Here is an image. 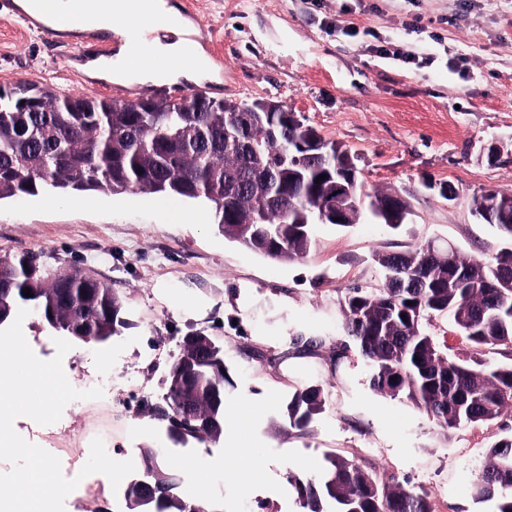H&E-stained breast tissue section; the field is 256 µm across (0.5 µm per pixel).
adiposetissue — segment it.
Returning <instances> with one entry per match:
<instances>
[{
  "instance_id": "adipose-tissue-1",
  "label": "adipose tissue",
  "mask_w": 512,
  "mask_h": 512,
  "mask_svg": "<svg viewBox=\"0 0 512 512\" xmlns=\"http://www.w3.org/2000/svg\"><path fill=\"white\" fill-rule=\"evenodd\" d=\"M80 11H73L72 0H57L59 11L75 12L76 18L69 24L70 29L85 31H110L114 28L111 14L105 9L102 0H81ZM165 12L170 30L174 35L168 42L154 41L148 51H141L132 42H125L116 58L92 57L85 67L89 73L101 78L116 76L133 80L140 84L174 82L184 78L195 80L208 70L207 59L201 50L181 39L184 19L174 8L168 7L165 0H133L130 13L136 22L142 23L158 12Z\"/></svg>"
}]
</instances>
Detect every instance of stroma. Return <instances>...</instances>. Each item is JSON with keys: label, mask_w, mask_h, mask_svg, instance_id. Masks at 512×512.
<instances>
[{"label": "stroma", "mask_w": 512, "mask_h": 512, "mask_svg": "<svg viewBox=\"0 0 512 512\" xmlns=\"http://www.w3.org/2000/svg\"><path fill=\"white\" fill-rule=\"evenodd\" d=\"M194 8L217 32L202 44L205 76L217 99L277 102L356 158L362 190L395 192L411 205L393 230L371 218L343 228L316 227L302 259L278 262L227 240L216 223L171 222L158 198L95 193V205L57 204L47 192L0 202V254L35 251L47 272L93 271L124 300L132 322L125 357L111 368V394L66 406L40 425L27 417L16 432L40 447H71L89 421L112 430L119 448H143L159 436L128 427L140 403L161 401L169 365L184 337L202 331L224 342L230 380L224 411L263 407L246 430L225 429L224 442H246L277 497L290 472L314 473L325 454L361 452L362 464L427 491L436 512H483L473 482L491 442L512 432V411L487 426L442 434L412 405L377 395L357 349L333 364L348 343L341 301L354 285L385 279L379 253L427 244L456 246L484 260L512 240L471 214L487 190L512 194V0H167ZM115 37L100 31L48 35L0 11V88L48 85L88 99H177L180 81L162 86L90 75V56H113ZM79 53L66 56L65 45ZM451 182L456 200L426 188ZM170 296L159 299L158 284ZM319 339L306 354L297 338ZM328 397L305 432L279 431L292 394L308 386Z\"/></svg>", "instance_id": "stroma-1"}]
</instances>
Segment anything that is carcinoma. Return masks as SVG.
<instances>
[{
	"label": "carcinoma",
	"mask_w": 512,
	"mask_h": 512,
	"mask_svg": "<svg viewBox=\"0 0 512 512\" xmlns=\"http://www.w3.org/2000/svg\"><path fill=\"white\" fill-rule=\"evenodd\" d=\"M13 91L36 95L40 110L0 103V201L49 189L61 194L136 191L211 203L224 238L287 262L306 256L313 244L314 225L299 223L301 212L333 185L336 168H345L334 158L288 161L291 146L307 134L306 125L291 114L272 133L256 126L249 137L259 163L278 170L285 186V197L273 200L276 184L245 165L238 145L224 142V122L245 103L198 94L182 106L155 99H87L33 83ZM323 174L327 178L316 181ZM486 196L472 199L476 217L512 238V203L488 217L477 209ZM430 249L428 244L377 255L375 261L394 278L380 287L346 289L342 313L348 336L372 369L371 389L413 404L448 433L489 424L512 409V362L491 364L481 358L487 350L507 356L512 349V249L486 261L454 249L446 265L419 264ZM24 288L33 296H23ZM63 297L90 305L87 336L115 339L130 326L123 301L107 283L67 271L51 276L30 252L0 255V327L12 323L20 308L47 324L50 303ZM446 317L476 351L471 361L448 357L437 334V321ZM166 383L168 413L154 410L153 419L164 427L167 414L181 403L200 399L217 421L216 439L224 441V383L213 371L177 358ZM326 403L318 387L296 391L285 424L306 430ZM142 461L156 465L163 494L143 497L131 485L125 492L127 512H186L170 464L155 453ZM289 483L308 512H326L325 502L332 504L331 512H435L427 494L406 489L385 471L367 470L353 457L327 454L318 475L294 472ZM473 498L489 505V512H512V435L488 448Z\"/></svg>",
	"instance_id": "1"
}]
</instances>
